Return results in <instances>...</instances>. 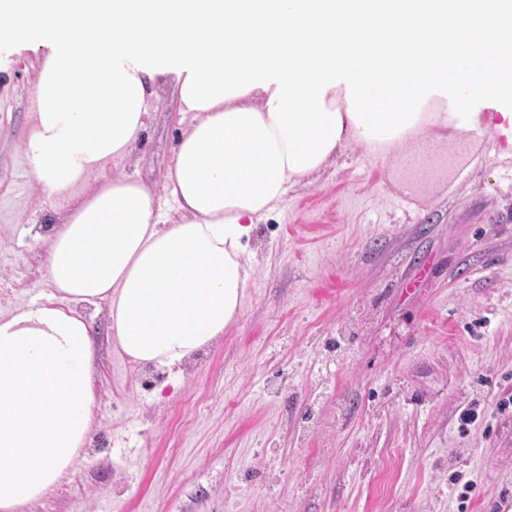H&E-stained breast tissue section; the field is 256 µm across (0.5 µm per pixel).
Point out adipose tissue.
I'll use <instances>...</instances> for the list:
<instances>
[{
  "instance_id": "1",
  "label": "adipose tissue",
  "mask_w": 512,
  "mask_h": 512,
  "mask_svg": "<svg viewBox=\"0 0 512 512\" xmlns=\"http://www.w3.org/2000/svg\"><path fill=\"white\" fill-rule=\"evenodd\" d=\"M0 43L41 53L24 144L38 190L68 200L48 233L46 299L0 313V512H25L90 440L86 305L138 366L183 380L245 299L256 221L358 146L413 189L425 134L464 148L512 118V0H0ZM186 120L162 220L134 149L149 96Z\"/></svg>"
}]
</instances>
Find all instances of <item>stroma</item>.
Here are the masks:
<instances>
[{"label": "stroma", "instance_id": "35a3bbf8", "mask_svg": "<svg viewBox=\"0 0 512 512\" xmlns=\"http://www.w3.org/2000/svg\"><path fill=\"white\" fill-rule=\"evenodd\" d=\"M40 60L0 45V312L50 291L61 201L23 142ZM111 173L161 187L173 93ZM450 192L405 208L355 149L256 226L237 320L169 386L105 334L91 440L27 512H512V152H468ZM478 414L463 424L462 410Z\"/></svg>", "mask_w": 512, "mask_h": 512}]
</instances>
